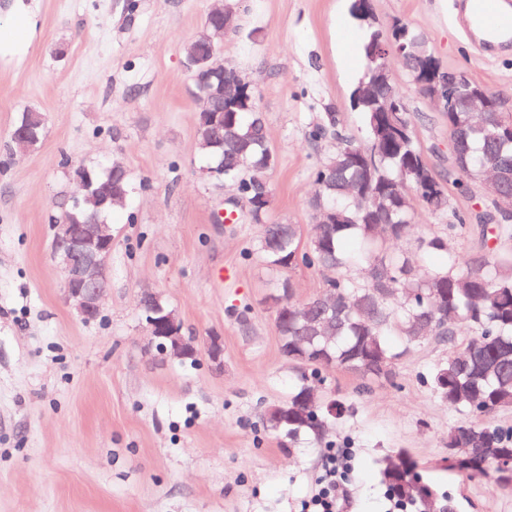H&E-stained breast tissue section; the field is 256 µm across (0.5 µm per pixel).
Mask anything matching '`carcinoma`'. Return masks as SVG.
Returning <instances> with one entry per match:
<instances>
[{
	"mask_svg": "<svg viewBox=\"0 0 512 512\" xmlns=\"http://www.w3.org/2000/svg\"><path fill=\"white\" fill-rule=\"evenodd\" d=\"M350 12L365 30L358 51L368 66L384 38L356 3ZM398 36L413 51H428L407 25L393 26L387 39ZM352 104L362 115L366 142L336 136V149L316 172L314 210L330 198L336 199V210L324 216L305 244L299 225L267 221L269 189L254 220L260 226L256 253L268 267L303 265L328 274L324 295L301 303L293 300L290 281L277 285L278 294L288 293V314L275 319L280 346H288V359L301 371L280 405L281 418L273 424L264 417L266 427L291 443L302 436L322 441L328 425L347 412L344 403L320 394L325 366L367 382H391L402 358L432 338L451 352L424 381L462 415L448 432V447L463 449L461 464L476 473L500 475L504 460L512 459V428L494 420L499 410L512 407V250L489 241L512 238V219L497 211L499 196L512 192V112H494L484 121L468 112L448 113L453 167L444 177L418 144L409 105L402 112H384L378 93ZM276 162L251 93L226 103L224 182L252 205L258 192L253 178L265 176ZM478 182L486 189L481 245L466 266H458L451 253L446 266H429L430 252L448 250L446 239L434 234L421 237L411 253L393 249L410 234L414 201L444 213L449 189L465 196ZM462 322L472 330L466 340L457 337ZM393 335L401 345L387 340ZM382 479L418 512L439 509L433 491L410 477L407 467L390 463Z\"/></svg>",
	"mask_w": 512,
	"mask_h": 512,
	"instance_id": "obj_1",
	"label": "carcinoma"
}]
</instances>
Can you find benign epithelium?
Instances as JSON below:
<instances>
[{
  "mask_svg": "<svg viewBox=\"0 0 512 512\" xmlns=\"http://www.w3.org/2000/svg\"><path fill=\"white\" fill-rule=\"evenodd\" d=\"M406 52L404 44L390 42L375 53L373 72L387 73L389 57ZM198 68L208 74V83L202 85L196 95L202 118L214 112L224 111V61L217 45H212L211 55L201 62L197 57L188 61V69ZM433 102L448 112H500L502 107L496 96L485 90L472 87L467 76L461 72L448 71V78L439 87H433ZM12 137L22 144V151L35 149L43 140L39 126L24 116L20 125L13 129ZM125 171L119 166H108L100 170L98 179H93L89 167L75 168L82 194L73 198L52 225V256L63 275V289L68 304L85 322L97 319L101 299L109 285L107 261L112 254V229L100 216V208L112 203V185L123 177ZM139 306L145 327L156 351L161 355L179 358L194 357L196 347L182 335V324L174 312L165 309L159 295L144 292ZM205 353L212 364L224 366V337L208 336Z\"/></svg>",
  "mask_w": 512,
  "mask_h": 512,
  "instance_id": "1",
  "label": "benign epithelium"
}]
</instances>
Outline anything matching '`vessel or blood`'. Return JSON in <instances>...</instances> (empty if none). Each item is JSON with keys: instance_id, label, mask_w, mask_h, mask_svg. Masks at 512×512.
<instances>
[{"instance_id": "obj_1", "label": "vessel or blood", "mask_w": 512, "mask_h": 512, "mask_svg": "<svg viewBox=\"0 0 512 512\" xmlns=\"http://www.w3.org/2000/svg\"><path fill=\"white\" fill-rule=\"evenodd\" d=\"M459 21L483 52L512 45V0H463Z\"/></svg>"}]
</instances>
